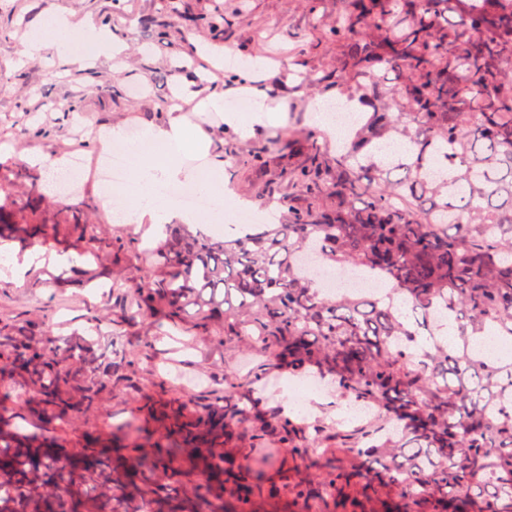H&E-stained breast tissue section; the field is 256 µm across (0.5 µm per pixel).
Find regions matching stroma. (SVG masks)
I'll return each mask as SVG.
<instances>
[{
    "instance_id": "stroma-1",
    "label": "stroma",
    "mask_w": 512,
    "mask_h": 512,
    "mask_svg": "<svg viewBox=\"0 0 512 512\" xmlns=\"http://www.w3.org/2000/svg\"><path fill=\"white\" fill-rule=\"evenodd\" d=\"M154 9L153 0H0V143L8 153L0 152V167L10 168L13 161L28 162L34 155L46 157L45 166L30 165L29 173L39 184H47L58 161L76 155L93 164L105 147L101 141L111 128L124 133L145 132L148 126L165 125L174 118L184 119L189 130H199L208 137L206 154L184 150L172 159L181 173L178 183L193 185L202 167L219 173L226 191L219 200L220 209H228L259 195L263 182L255 174L237 166L224 156V141L232 139L245 148L254 139L276 135L278 129L313 126L312 107L316 101H335V92L308 96L298 91L299 79L283 74L269 59L252 52L256 24L272 31L276 45L283 52L300 54L307 66H324L323 57L307 53L301 43L309 15L303 0H247L245 11L234 21L232 43L222 47L206 34L195 36L198 54L203 61L239 53L243 70L253 72L262 84L278 81L277 91L268 93L269 103H285L287 113L279 125L256 127L242 136L224 122L225 114L243 109L246 96L235 83L223 84L217 77L199 83L179 73L177 50L154 43L145 36L142 19ZM79 23L101 22L109 14L121 20L109 28L112 39L122 46L116 56L93 49L84 62H72L70 55L48 46L34 49L36 34L45 12ZM168 71L167 84L154 82L153 74ZM175 95L180 105L175 111L157 113L159 99ZM221 95L218 107L208 106L212 95ZM79 111H72V104ZM99 183L93 173L79 179L73 195L52 192L49 201L54 209H79L89 223L101 225L107 241L121 249L114 266L118 272L145 270L144 257L155 249L159 237L149 234L147 225L121 224L105 209L98 197ZM68 264H45L23 280L0 275V329L18 326L40 332L50 326L60 347L69 346L75 335L87 334L90 328L112 320V282L96 277V262L86 261L77 251H68ZM128 344L152 342L155 356L144 357L134 368L135 383L129 388H106L100 394L95 413H74L65 426L56 430L57 438L71 446H80L85 434L102 442L112 440L115 426L133 419L149 431H158L159 423L148 409L160 405L163 396L190 397L200 402L224 384L225 364L244 362L241 348L224 349L215 340L196 336L188 327H175L158 316L138 317L121 325ZM164 380L165 391H158L157 380ZM265 457L280 461L278 469L269 471L268 482L281 483L283 476L298 479L310 473L313 464L280 447L277 440L265 439L260 447L248 449L244 464L252 465ZM377 503L344 496L318 499L295 498L283 493L258 503L255 512H378Z\"/></svg>"
}]
</instances>
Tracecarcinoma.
Masks as SVG:
<instances>
[{"label": "carcinoma", "mask_w": 512, "mask_h": 512, "mask_svg": "<svg viewBox=\"0 0 512 512\" xmlns=\"http://www.w3.org/2000/svg\"><path fill=\"white\" fill-rule=\"evenodd\" d=\"M340 2L328 20L322 0H305L307 48L334 45L336 55L300 74L298 90L334 87L371 112L333 152L317 131L288 128L242 156L261 173L276 162L259 200L284 209L280 223L222 240L168 224L151 253L153 273L96 272L112 279L119 317L159 309L177 324L196 307L199 335L222 328L224 346L247 344L258 354L251 370L224 377L192 418L179 400L160 407L164 427L153 438L134 420L116 426L134 448L125 461L87 440L77 450L61 440L20 444L0 416V442L16 449L0 453V499L10 512H253L274 460L228 470L212 449L234 447L245 430L252 442L273 435L300 456L318 451L323 423H297L253 395L274 370L312 367L335 377L341 396L385 415L336 431L377 467H324L293 483L296 495L313 486L379 495L391 483L403 497L383 500L382 512H512V358L470 348L488 328L512 336V0ZM154 3L144 21L151 40L177 47L192 66L190 33L226 44L239 11L222 0L200 11ZM0 192V239L64 250L71 243L56 227L78 224L82 254L98 258V227L49 211L37 184L18 194L0 179ZM311 251L325 265L384 280L389 297L324 294L302 262ZM437 308L451 344L434 322ZM7 340L0 374L33 389L51 430L75 410L93 411L103 385L132 383L134 360L121 347L91 379L96 357L79 342L61 348L51 333L23 326ZM188 453L205 466L202 478L172 492ZM103 463L110 497L94 496ZM60 482L64 492L51 493Z\"/></svg>", "instance_id": "1"}]
</instances>
